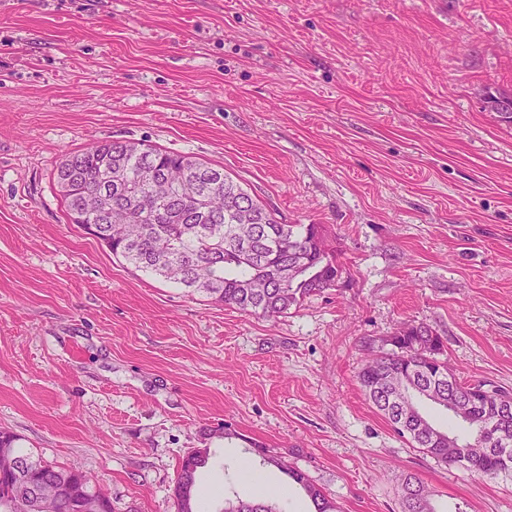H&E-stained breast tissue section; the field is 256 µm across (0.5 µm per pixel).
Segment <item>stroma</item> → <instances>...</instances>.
Returning a JSON list of instances; mask_svg holds the SVG:
<instances>
[{"mask_svg":"<svg viewBox=\"0 0 512 512\" xmlns=\"http://www.w3.org/2000/svg\"><path fill=\"white\" fill-rule=\"evenodd\" d=\"M512 0H0V430L112 512L289 486L342 512H512V481L399 437L357 381L406 324L467 384L512 390ZM223 166L322 225L339 287L270 320L190 296L70 224L54 181L96 140ZM206 459V452L201 449L189 451L182 458L173 489L177 512H199L198 470L205 465ZM288 477L305 492L309 502L310 510L308 512H340V507L336 502L329 498L323 490L311 482L308 475L296 468L288 466ZM429 496V491L415 477L407 478L404 496L406 512H435Z\"/></svg>","mask_w":512,"mask_h":512,"instance_id":"35a3bbf8","label":"stroma"}]
</instances>
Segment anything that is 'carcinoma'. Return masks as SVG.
<instances>
[{
  "label": "carcinoma",
  "mask_w": 512,
  "mask_h": 512,
  "mask_svg": "<svg viewBox=\"0 0 512 512\" xmlns=\"http://www.w3.org/2000/svg\"><path fill=\"white\" fill-rule=\"evenodd\" d=\"M56 184L70 223L92 234L118 259L179 284L190 295L233 307L245 314L276 318L293 306L337 287L342 268L330 254L320 224H282L224 174V167L166 151L150 144L103 140L66 157L56 170ZM254 215L244 224L245 211ZM392 345L407 350L367 360L357 379L368 401L412 447L445 464H461L448 444H479L481 457L464 466L490 479L512 477V411L499 412L497 395L512 391L490 386L492 395L468 405L469 385H448V361L440 336L424 325H407ZM405 377L414 386L402 412L391 404L388 387ZM428 401L451 414L468 431L458 438L436 427L422 413ZM0 432V512H79L69 495L88 482L76 471L48 464L14 446ZM206 453L195 449L181 461L173 494L176 512H199L198 470ZM24 461L28 481L46 483L56 493L43 502L19 492L10 463ZM288 477L305 492L309 512H340V507L308 475L290 467ZM269 489L260 500L224 499V512H279ZM405 512H435L429 491L414 477L405 484Z\"/></svg>",
  "instance_id": "obj_1"
}]
</instances>
